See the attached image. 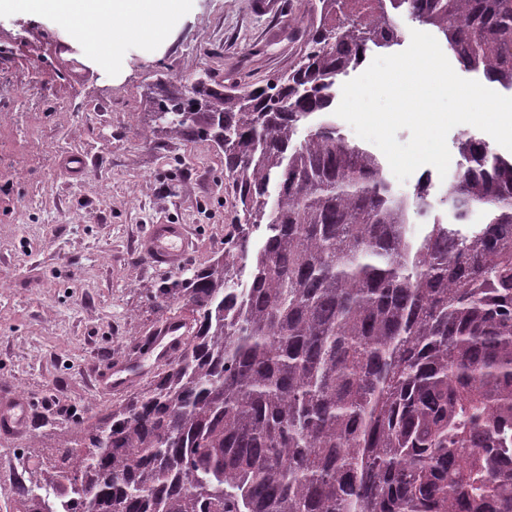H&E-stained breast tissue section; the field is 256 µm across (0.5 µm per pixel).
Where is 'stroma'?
Masks as SVG:
<instances>
[{"mask_svg": "<svg viewBox=\"0 0 512 512\" xmlns=\"http://www.w3.org/2000/svg\"><path fill=\"white\" fill-rule=\"evenodd\" d=\"M312 3L189 0L162 44H127L116 68L50 16L0 13V390L28 403L23 428L0 436V512L24 448L96 429L146 384L152 330L190 317L159 308L155 289L224 250V155L155 131L154 98L170 80L262 85L288 71ZM70 155L86 157L82 173L65 167ZM151 224L188 226L180 267L142 257ZM135 360L128 389L98 388V376Z\"/></svg>", "mask_w": 512, "mask_h": 512, "instance_id": "obj_1", "label": "stroma"}]
</instances>
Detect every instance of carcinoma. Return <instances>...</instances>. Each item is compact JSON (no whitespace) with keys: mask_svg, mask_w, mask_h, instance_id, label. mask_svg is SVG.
<instances>
[{"mask_svg":"<svg viewBox=\"0 0 512 512\" xmlns=\"http://www.w3.org/2000/svg\"><path fill=\"white\" fill-rule=\"evenodd\" d=\"M389 6L512 90V0H315L288 74L165 88L155 124L224 153L232 230L158 289L193 317L175 358L28 449L20 512H512V159L460 140L449 217L410 232L427 190L331 118L339 76L398 43ZM333 116L336 119V123L341 127L343 134L345 135L346 139H348L351 142L358 143L361 145H364L365 147L369 148L372 152H374L377 156L380 157V159L383 162L384 165V172L386 174L387 179L393 184L394 188L402 195L404 196H412L415 192L417 184V175L422 172L423 170L430 169L434 173L437 172V170L430 165H424L418 168L405 182L401 183L399 182L396 177L393 175L390 166L388 164V161L384 154L378 149L374 144L367 142L361 138H359L352 127L342 120L341 118Z\"/></svg>","mask_w":512,"mask_h":512,"instance_id":"1","label":"carcinoma"}]
</instances>
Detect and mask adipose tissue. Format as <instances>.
Here are the masks:
<instances>
[{
    "mask_svg": "<svg viewBox=\"0 0 512 512\" xmlns=\"http://www.w3.org/2000/svg\"><path fill=\"white\" fill-rule=\"evenodd\" d=\"M187 0H0V9H20L52 16L75 37L86 40L89 52L115 61L130 40L161 42L172 19Z\"/></svg>",
    "mask_w": 512,
    "mask_h": 512,
    "instance_id": "ef3b65f1",
    "label": "adipose tissue"
}]
</instances>
